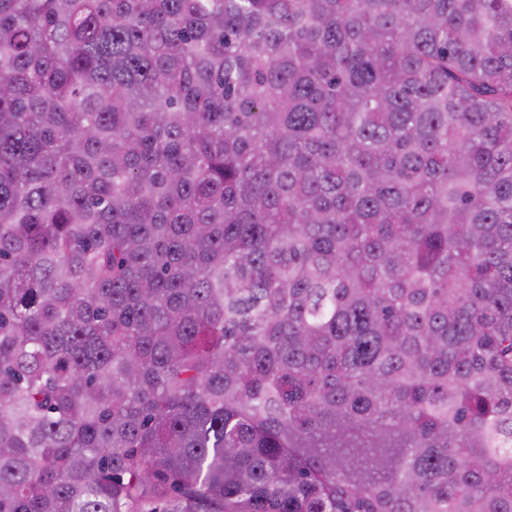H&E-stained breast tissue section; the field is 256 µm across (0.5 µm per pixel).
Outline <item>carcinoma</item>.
<instances>
[{
    "instance_id": "1",
    "label": "carcinoma",
    "mask_w": 512,
    "mask_h": 512,
    "mask_svg": "<svg viewBox=\"0 0 512 512\" xmlns=\"http://www.w3.org/2000/svg\"><path fill=\"white\" fill-rule=\"evenodd\" d=\"M0 512H512V0H0Z\"/></svg>"
}]
</instances>
